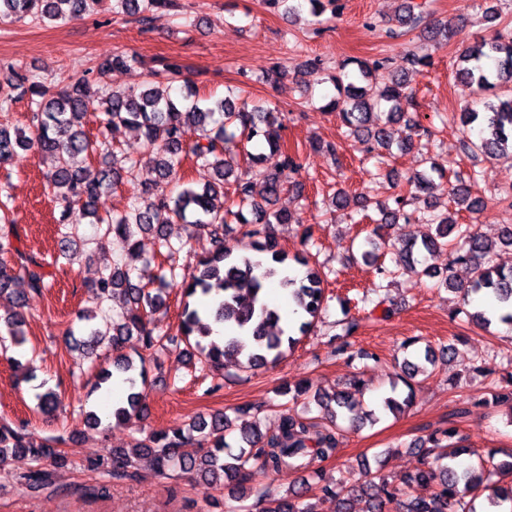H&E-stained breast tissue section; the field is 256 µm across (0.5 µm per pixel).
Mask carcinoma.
I'll list each match as a JSON object with an SVG mask.
<instances>
[{
  "label": "carcinoma",
  "instance_id": "1",
  "mask_svg": "<svg viewBox=\"0 0 512 512\" xmlns=\"http://www.w3.org/2000/svg\"><path fill=\"white\" fill-rule=\"evenodd\" d=\"M310 12L316 19L326 9L336 14L340 0H308ZM106 0H0V20H21L28 16L35 20L65 23L80 17ZM173 6V0H114L112 12L135 16L149 31L147 14ZM397 22L410 30H419V36L428 42L444 39L449 42L455 28L448 22L421 24L415 6L406 0L401 6ZM138 62V58L120 52L100 56L88 75L81 80H65L59 88H50L32 79L15 66H8V76L0 82V112L18 97L30 96V120L27 127H11L9 121H0V162L11 158L17 149H34L52 159L49 186L62 207V221L77 225L87 220L101 225L103 239L119 251L112 269L89 286L98 304L110 303L119 308L118 322L113 325L111 340L112 369L101 368L96 375V388L112 383L114 374L124 376L128 383L125 397L112 405L108 417L120 422L146 412L144 389L146 385L145 358L134 361L122 352L127 337L137 336L143 351L163 345L166 335L155 332L152 316L166 301L171 287L181 289L184 298L178 332L186 343L192 344L189 357L212 368L224 366L229 356L238 358V366L255 370L274 364L284 358L299 338L310 331L313 319L325 304V279L320 271L309 266L306 257L288 255L277 248L272 226L298 224L292 214L272 209L280 195L287 190L301 192L302 183L290 180L303 168L300 156L290 153L280 143L281 114L262 107L248 108L246 103L226 96L202 99L195 86L184 82L181 95L171 96L172 84L182 78L180 65L164 63L162 68H149L145 88L136 96L112 87L110 72ZM388 60L378 57L370 60L349 59L343 62L332 81L337 96L326 108L338 113L342 125L361 145L362 151L372 153L379 149L389 155L405 151L412 139L392 148L388 126L401 120L415 129L416 136L430 137L431 132L407 117L413 105L408 91V73L387 72ZM460 83L471 90L482 110L470 108L462 112L465 126L478 124L475 138L464 142L470 153H481L492 159L512 160V29H503L494 40H481L460 54L458 69ZM100 115V133L113 126L127 127L143 139L146 160L154 165L158 176L169 182L177 181L179 170L186 160L207 167L212 179L201 187L180 184L176 194L156 193L151 188L141 191L129 209L119 215L102 216L98 211L99 198L112 186L127 181L135 182V173L141 160L120 154L107 143L106 138L91 137L84 129V118L89 111ZM263 141L280 153L282 160L273 172H261V191H255L254 178L238 170L240 158L257 166L261 155L250 152L247 144ZM94 159L101 156L96 166L88 164L77 168L78 156ZM421 171L408 178L411 189L392 195L391 203L379 209L377 223L391 226L400 222L409 224L418 220L428 225L421 239L403 243L390 269L382 261L380 244L373 238L364 241L362 257L377 266L378 274L393 276L407 272L436 277L430 268L422 266L427 253L446 249L450 256L448 268L465 265L473 271L470 284H456L451 275L441 276L437 287L460 292L464 304L474 299L490 298L503 309L498 315L502 323L512 324V264L497 263L491 258L494 250L512 255V226L505 225L498 245L479 235L470 224H458L446 213L432 210L420 217V210L411 205L421 195L434 188L429 172ZM232 184L233 198L224 199V185ZM476 175L457 179L452 185V201L470 213H480L485 204L474 191ZM240 224L246 234L254 238V250L265 261L248 255L232 256L225 243V227ZM16 220L4 201H0V320L4 322L12 344L26 342L22 326L28 295L40 294L51 287L46 264L27 254L10 238ZM170 224H187L205 231L212 249L196 262L194 273L180 276L177 267L169 264L161 269L156 287L134 284L129 274L130 263L141 258L139 233L152 232L158 239L159 253L171 258L182 250L169 240L166 228ZM306 267L299 279L282 275L291 263ZM21 281L26 289L14 288ZM278 283L288 293V299L300 307L309 319L284 330L278 307L265 300L268 285ZM220 323L224 329L235 332L220 344L211 339V323ZM64 335L70 343L81 348L89 358H99L100 339L96 332L86 328L79 337L73 327ZM454 353L451 345L435 352L425 346L423 361L404 358L403 376L393 385L410 386L425 365L432 367L447 361ZM354 392L337 390L332 393H310V386L301 383L293 397L305 400L306 406H315L326 426H320L313 417L290 412L281 415L278 430L263 432L257 423L240 428L243 445L232 452L230 438L233 421L222 411L206 418L196 417L184 426H174L151 432L130 448L112 451L111 470L115 477L128 475L136 460L151 457L156 472L166 475L179 470L188 474L201 488L215 489L224 485V478L241 473L251 466L276 475H287L309 469V478L291 484L281 496L267 498L264 512H316L312 499L333 498L337 512H383L388 500H398L401 512H476L475 501L480 492H490L494 504L512 503V453L506 459L496 460L498 451L491 450L479 456L477 462H462L461 456L473 457L476 452L450 442L457 436L454 428L437 431L425 442L431 449L423 453L420 467L413 473L398 478H366L352 489H345L334 478L324 474L323 467L312 468L313 462L323 463L334 457L343 442L340 421L352 422L361 416L375 417L354 398ZM58 393L47 391L38 396L37 409L53 415L61 406ZM412 404V394L401 396L393 391L381 402V408L394 415ZM72 439L51 437L37 444L32 441L24 423H0V463L38 462L43 467L26 470L20 478L29 488L37 489L52 483L57 471L68 465L69 459L60 446Z\"/></svg>",
  "mask_w": 512,
  "mask_h": 512
}]
</instances>
